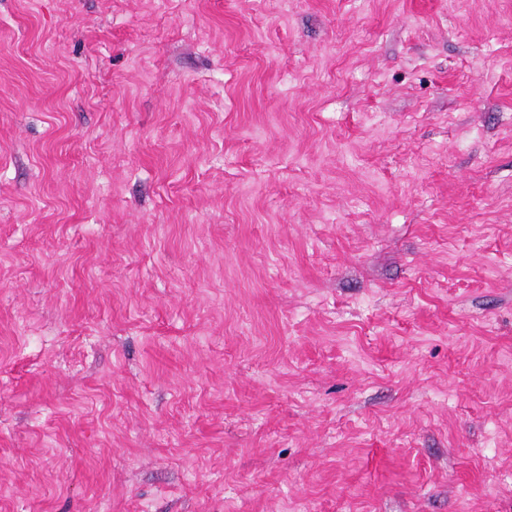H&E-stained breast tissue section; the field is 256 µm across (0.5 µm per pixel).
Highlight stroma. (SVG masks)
<instances>
[{
	"label": "stroma",
	"mask_w": 512,
	"mask_h": 512,
	"mask_svg": "<svg viewBox=\"0 0 512 512\" xmlns=\"http://www.w3.org/2000/svg\"><path fill=\"white\" fill-rule=\"evenodd\" d=\"M0 512H512V0H0Z\"/></svg>",
	"instance_id": "1"
}]
</instances>
